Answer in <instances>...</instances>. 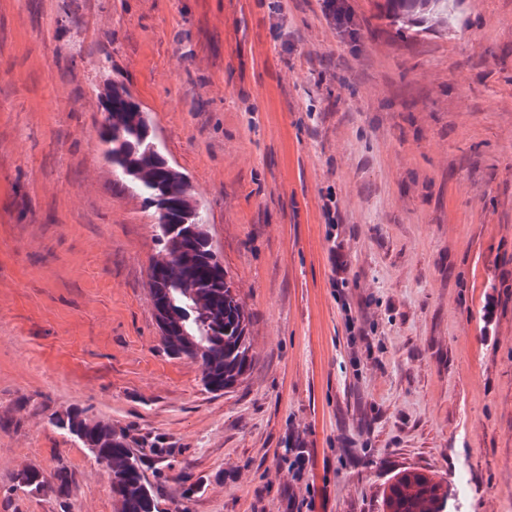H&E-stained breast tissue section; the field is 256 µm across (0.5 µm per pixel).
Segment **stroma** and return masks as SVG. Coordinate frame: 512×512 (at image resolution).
<instances>
[{"label":"stroma","mask_w":512,"mask_h":512,"mask_svg":"<svg viewBox=\"0 0 512 512\" xmlns=\"http://www.w3.org/2000/svg\"><path fill=\"white\" fill-rule=\"evenodd\" d=\"M343 4L347 33L327 0H0V512H116L73 408L135 440L161 512H381L396 472L462 465L461 512H512V0ZM111 78L248 315L231 389L161 342ZM61 465L69 497L17 485ZM386 7L394 23L407 26L406 23L424 18L430 12L446 14L448 12L447 0H386ZM446 12V13H445Z\"/></svg>","instance_id":"1"}]
</instances>
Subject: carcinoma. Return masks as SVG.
Instances as JSON below:
<instances>
[{
	"label": "carcinoma",
	"mask_w": 512,
	"mask_h": 512,
	"mask_svg": "<svg viewBox=\"0 0 512 512\" xmlns=\"http://www.w3.org/2000/svg\"><path fill=\"white\" fill-rule=\"evenodd\" d=\"M392 21L404 26L432 12L445 14L448 0H386ZM140 106L122 82L112 83V99L103 102L104 120L98 130L103 152L128 188L151 207L166 213L174 236L157 234L160 250L150 270L157 287L151 289L155 318L179 330L161 335L171 354L198 364L205 387L220 392L234 386L247 372L250 343L243 306L226 273L211 261L209 248L193 231L198 205L184 186L182 175L163 153L147 149L154 141L151 126L131 123ZM58 428L76 438L95 457L108 463L117 512H159L156 492L144 475V460L134 452L127 434L111 423L94 421L79 409L65 412ZM18 484L29 493L54 492L65 497L71 477L64 468L47 476L24 470ZM448 489L417 471L405 469L384 491L382 512H446Z\"/></svg>",
	"instance_id": "obj_1"
}]
</instances>
